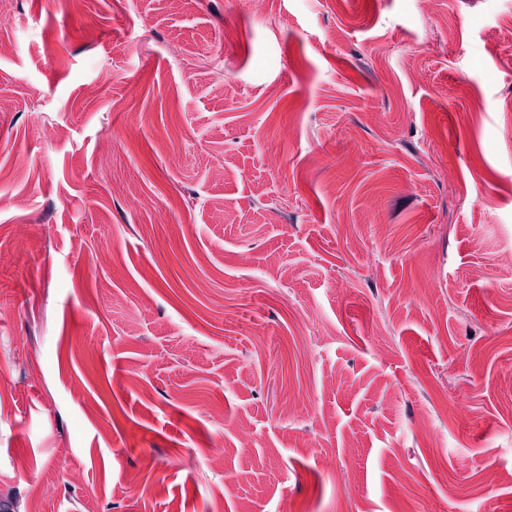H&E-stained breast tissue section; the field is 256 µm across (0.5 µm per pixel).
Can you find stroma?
Listing matches in <instances>:
<instances>
[{"label":"stroma","mask_w":512,"mask_h":512,"mask_svg":"<svg viewBox=\"0 0 512 512\" xmlns=\"http://www.w3.org/2000/svg\"><path fill=\"white\" fill-rule=\"evenodd\" d=\"M0 12V512H512V0Z\"/></svg>","instance_id":"1"}]
</instances>
